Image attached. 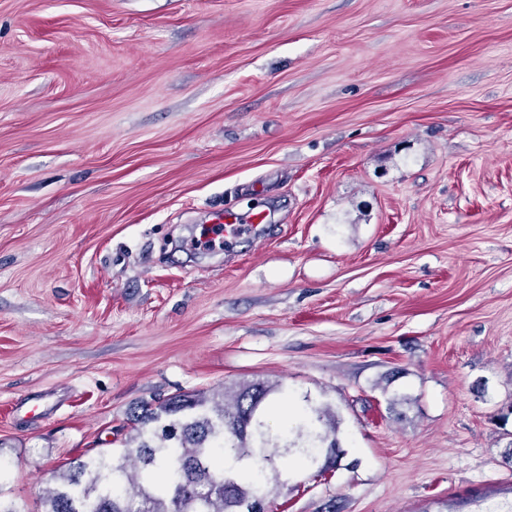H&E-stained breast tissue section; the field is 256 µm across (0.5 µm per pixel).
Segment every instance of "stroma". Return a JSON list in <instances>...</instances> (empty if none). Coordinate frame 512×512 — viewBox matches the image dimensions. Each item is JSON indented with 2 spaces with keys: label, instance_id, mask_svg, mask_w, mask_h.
I'll list each match as a JSON object with an SVG mask.
<instances>
[{
  "label": "stroma",
  "instance_id": "1",
  "mask_svg": "<svg viewBox=\"0 0 512 512\" xmlns=\"http://www.w3.org/2000/svg\"><path fill=\"white\" fill-rule=\"evenodd\" d=\"M258 380L339 420L269 512L512 483V0H0V499ZM264 220L265 216L262 212L242 217L232 210H219L213 214L212 221L214 224L211 227L224 224V242H227L242 234L249 233L252 228L256 229Z\"/></svg>",
  "mask_w": 512,
  "mask_h": 512
}]
</instances>
